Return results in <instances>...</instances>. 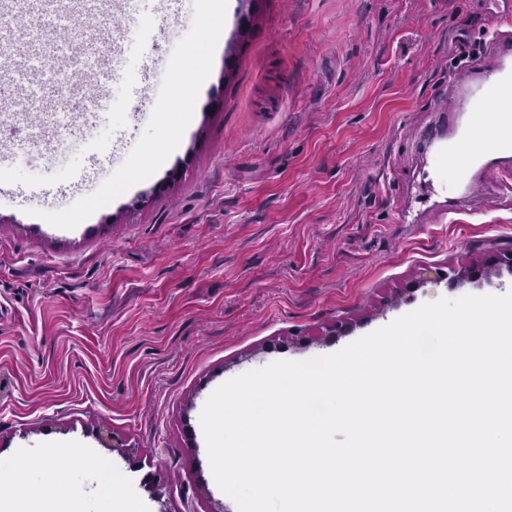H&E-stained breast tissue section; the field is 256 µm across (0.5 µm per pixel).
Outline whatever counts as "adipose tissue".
Instances as JSON below:
<instances>
[{"instance_id": "ef3b65f1", "label": "adipose tissue", "mask_w": 512, "mask_h": 512, "mask_svg": "<svg viewBox=\"0 0 512 512\" xmlns=\"http://www.w3.org/2000/svg\"><path fill=\"white\" fill-rule=\"evenodd\" d=\"M207 78L205 67H197L182 74L178 79L179 95L167 108V125L170 134L165 149L156 153V163H163L167 151L177 145L176 133L185 126L190 115L187 103L192 89L201 87ZM94 465L100 474L97 500L106 504L108 512H139L127 495L123 479L115 474L103 460H90L82 449L73 448L59 453L49 448L46 453L28 458H16L7 467L0 468V512H91L84 490L68 484L64 479V466L83 467ZM37 475L42 486L53 489V497L27 494L26 485L30 475Z\"/></svg>"}]
</instances>
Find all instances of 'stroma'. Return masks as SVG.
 <instances>
[{
	"label": "stroma",
	"mask_w": 512,
	"mask_h": 512,
	"mask_svg": "<svg viewBox=\"0 0 512 512\" xmlns=\"http://www.w3.org/2000/svg\"><path fill=\"white\" fill-rule=\"evenodd\" d=\"M126 0L98 111L77 29H58L51 149L0 110V462L58 445L108 460L144 512H236L201 411L224 382L338 351L423 304L500 295L512 200L399 224L462 45L488 0ZM159 48L147 59L143 37ZM207 70L178 150L144 175L195 50ZM152 65L148 97L130 78ZM472 271L470 280L455 275Z\"/></svg>",
	"instance_id": "obj_1"
}]
</instances>
